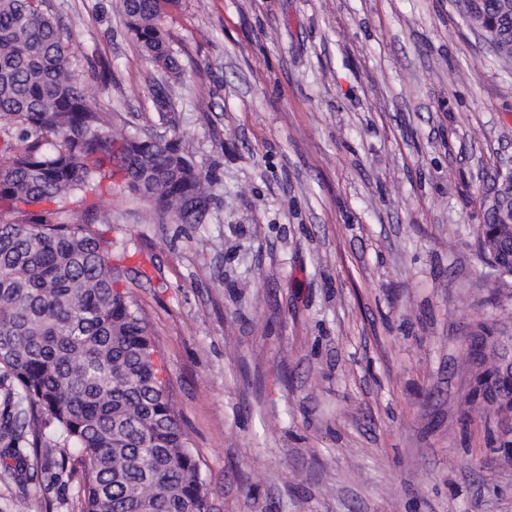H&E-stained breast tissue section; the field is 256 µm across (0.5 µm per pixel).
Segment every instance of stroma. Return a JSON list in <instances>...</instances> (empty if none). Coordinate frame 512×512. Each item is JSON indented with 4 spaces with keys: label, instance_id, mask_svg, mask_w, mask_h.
Instances as JSON below:
<instances>
[{
    "label": "stroma",
    "instance_id": "obj_1",
    "mask_svg": "<svg viewBox=\"0 0 512 512\" xmlns=\"http://www.w3.org/2000/svg\"><path fill=\"white\" fill-rule=\"evenodd\" d=\"M46 3L112 134L216 175L200 224L147 222L117 177L98 202L213 512H512V419L472 402L464 354L478 323L512 336L477 250L512 61L460 0H178L167 119L110 0ZM27 469H0V512H79L78 477Z\"/></svg>",
    "mask_w": 512,
    "mask_h": 512
}]
</instances>
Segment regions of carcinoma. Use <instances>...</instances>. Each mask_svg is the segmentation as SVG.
<instances>
[{
	"label": "carcinoma",
	"mask_w": 512,
	"mask_h": 512,
	"mask_svg": "<svg viewBox=\"0 0 512 512\" xmlns=\"http://www.w3.org/2000/svg\"><path fill=\"white\" fill-rule=\"evenodd\" d=\"M177 0H120L128 34L158 68L179 69L164 30ZM45 0H0V459L28 481V454L81 470V512H211L200 464L159 376L155 343L112 262L99 210L119 175L129 194L179 224H200L212 172L177 140L104 128L68 69L69 45ZM512 59V25L491 36ZM171 110L174 84L156 92ZM487 208L477 245L512 277V224ZM471 396L512 415V336L480 326Z\"/></svg>",
	"instance_id": "carcinoma-1"
}]
</instances>
